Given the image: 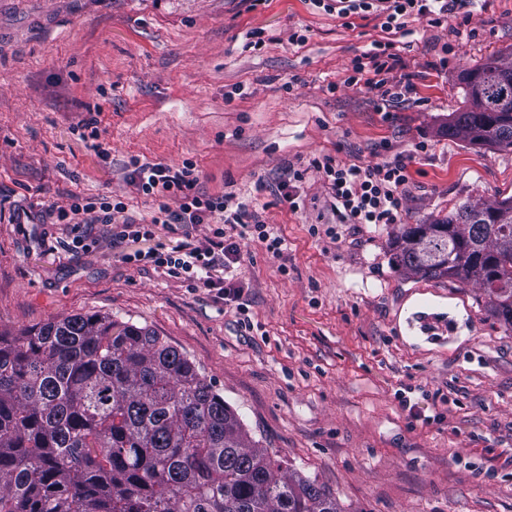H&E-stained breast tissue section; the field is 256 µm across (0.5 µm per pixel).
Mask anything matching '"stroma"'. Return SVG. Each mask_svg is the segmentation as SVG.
Wrapping results in <instances>:
<instances>
[{
	"instance_id": "obj_1",
	"label": "stroma",
	"mask_w": 512,
	"mask_h": 512,
	"mask_svg": "<svg viewBox=\"0 0 512 512\" xmlns=\"http://www.w3.org/2000/svg\"><path fill=\"white\" fill-rule=\"evenodd\" d=\"M468 10L389 35L376 12L346 24L310 0H0V330L94 313L150 327L339 512H512V330L476 287L396 272L397 226L340 223L313 167L401 156L405 224L512 195V153L438 133L465 69L512 62V0ZM386 39L417 94L385 114L347 78ZM135 157L196 165L198 191L246 200L282 254L242 239L227 301L123 263L110 224L65 251L70 196L156 211ZM297 171L293 211L277 186Z\"/></svg>"
}]
</instances>
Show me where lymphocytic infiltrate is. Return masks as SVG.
Listing matches in <instances>:
<instances>
[{
    "instance_id": "lymphocytic-infiltrate-1",
    "label": "lymphocytic infiltrate",
    "mask_w": 512,
    "mask_h": 512,
    "mask_svg": "<svg viewBox=\"0 0 512 512\" xmlns=\"http://www.w3.org/2000/svg\"><path fill=\"white\" fill-rule=\"evenodd\" d=\"M336 15L348 18L360 12H369L373 6H382L385 31L405 28L411 16L429 18L432 25L447 22L459 0H335ZM393 42L373 41L370 49L357 59L348 83L363 85L375 92L382 106L389 107L408 101L415 88L409 77L397 76L403 65L394 53ZM130 182L137 191L158 198L156 212L150 218L135 222L124 218L125 205L107 197H73L69 208L60 209V220L80 214H97L101 223H120V240L134 242L133 250L122 253L127 264H148L169 276L193 282L196 287L217 291L225 299H236L240 287L235 281V268L241 261L240 247L233 240L232 231L256 232L267 253L277 257L283 251L284 239L273 228L259 219L255 212L240 201L235 193L227 192L213 198L197 191L199 172L194 165L172 168L161 163L145 162L135 158ZM314 167L322 172L332 198L343 211L344 224H396L403 208V189L408 182L406 165L393 158L370 166L340 164L326 157ZM180 201L178 208H170L168 198ZM171 224L194 226L205 224L208 235L203 239L186 240L165 248L150 247L158 228Z\"/></svg>"
}]
</instances>
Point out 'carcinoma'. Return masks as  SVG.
I'll use <instances>...</instances> for the list:
<instances>
[{"label": "carcinoma", "mask_w": 512, "mask_h": 512, "mask_svg": "<svg viewBox=\"0 0 512 512\" xmlns=\"http://www.w3.org/2000/svg\"><path fill=\"white\" fill-rule=\"evenodd\" d=\"M512 65L490 56L461 75L465 107L439 132L512 151L487 128L512 112L476 104ZM483 223L472 224L470 217ZM397 272L473 284L512 329V196L466 200L403 224L387 242ZM0 512H338L317 480L252 439L186 354L147 326L76 314L0 333Z\"/></svg>", "instance_id": "cac0c4a2"}]
</instances>
